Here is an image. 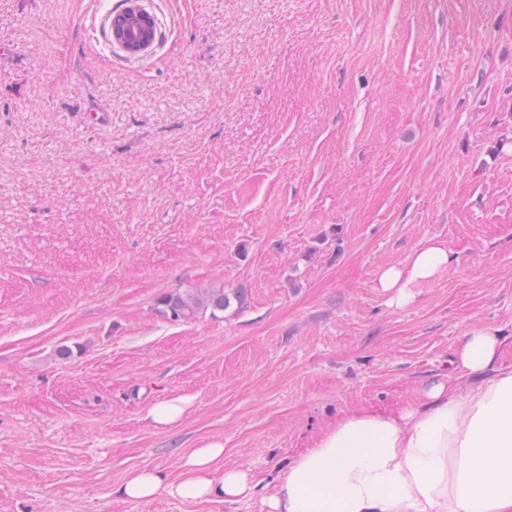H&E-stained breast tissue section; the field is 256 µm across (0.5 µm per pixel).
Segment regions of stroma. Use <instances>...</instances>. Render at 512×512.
I'll list each match as a JSON object with an SVG mask.
<instances>
[{
	"label": "stroma",
	"instance_id": "obj_1",
	"mask_svg": "<svg viewBox=\"0 0 512 512\" xmlns=\"http://www.w3.org/2000/svg\"><path fill=\"white\" fill-rule=\"evenodd\" d=\"M120 2L0 0V512H262L114 491L209 440L274 478L475 325L512 364V0H148L138 58ZM432 240L456 262L389 305ZM203 285L245 300L159 313ZM143 0H127L111 13L122 15L112 23V41L131 55H140L150 50L154 44V27L156 38L158 28L154 15L146 8ZM123 10V11H122ZM189 406V398L177 397L156 402L148 411V416L158 425H171L179 421Z\"/></svg>",
	"mask_w": 512,
	"mask_h": 512
}]
</instances>
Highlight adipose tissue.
<instances>
[{
    "mask_svg": "<svg viewBox=\"0 0 512 512\" xmlns=\"http://www.w3.org/2000/svg\"><path fill=\"white\" fill-rule=\"evenodd\" d=\"M455 255L439 242L406 265L383 268L377 286L401 307L414 285L433 280ZM498 327H471L448 372L396 408L359 405L327 423L288 462L263 501L265 512H512V365ZM224 444L206 442L177 477L158 469L131 472L115 491L123 501L161 492L233 505L259 483L228 468Z\"/></svg>",
    "mask_w": 512,
    "mask_h": 512,
    "instance_id": "ef3b65f1",
    "label": "adipose tissue"
}]
</instances>
